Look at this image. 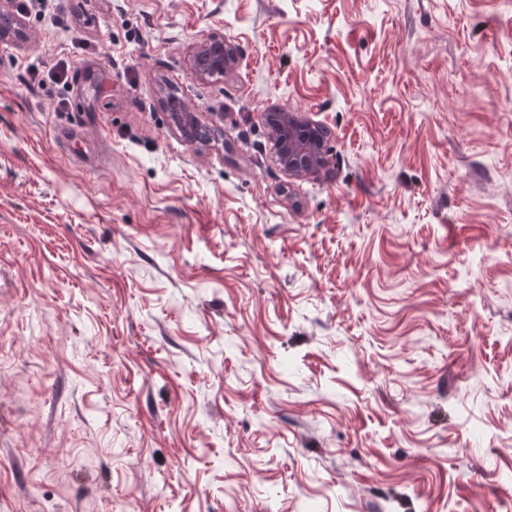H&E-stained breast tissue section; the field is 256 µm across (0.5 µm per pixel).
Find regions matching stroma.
Segmentation results:
<instances>
[{
	"label": "stroma",
	"instance_id": "stroma-1",
	"mask_svg": "<svg viewBox=\"0 0 512 512\" xmlns=\"http://www.w3.org/2000/svg\"><path fill=\"white\" fill-rule=\"evenodd\" d=\"M53 10L0 40V512L512 502V0ZM211 38H207L197 45L195 56L203 57L205 62L195 68V72L200 79H210L215 76L224 77L233 72L239 65V59L234 46L224 42V46L213 47ZM222 46L224 52H222ZM167 100L170 112L182 103L179 96L173 90L168 93ZM170 118L175 130L184 139L192 143L198 142L200 133L206 128L200 124L197 114L186 105H183L181 112L170 113ZM276 160L291 177L316 175L328 162L332 130L305 114L277 110L266 114Z\"/></svg>",
	"mask_w": 512,
	"mask_h": 512
}]
</instances>
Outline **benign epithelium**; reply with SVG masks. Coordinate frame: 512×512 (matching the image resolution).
<instances>
[{"mask_svg":"<svg viewBox=\"0 0 512 512\" xmlns=\"http://www.w3.org/2000/svg\"><path fill=\"white\" fill-rule=\"evenodd\" d=\"M195 55L204 59L195 68L200 79L223 77L233 72L239 65L234 46L224 43V47L212 46L211 39L197 45ZM271 139L276 149V160L281 169L290 177H302L319 173L328 162L332 130L323 123L316 122L297 112L277 110L266 114ZM175 130L187 141L196 143L203 126L197 114L188 106L182 111L170 113Z\"/></svg>","mask_w":512,"mask_h":512,"instance_id":"benign-epithelium-1","label":"benign epithelium"}]
</instances>
